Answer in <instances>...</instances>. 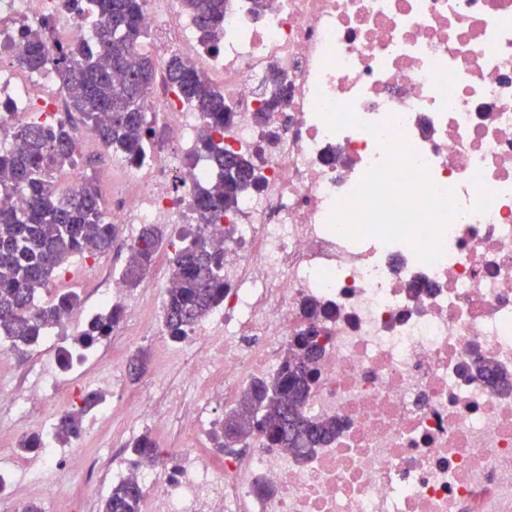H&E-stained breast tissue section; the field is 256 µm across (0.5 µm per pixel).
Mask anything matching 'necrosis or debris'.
<instances>
[{
    "instance_id": "obj_1",
    "label": "necrosis or debris",
    "mask_w": 512,
    "mask_h": 512,
    "mask_svg": "<svg viewBox=\"0 0 512 512\" xmlns=\"http://www.w3.org/2000/svg\"><path fill=\"white\" fill-rule=\"evenodd\" d=\"M52 0H0V116L54 114L66 98L53 74L21 69L24 29ZM144 21L162 46L219 89L234 109L224 143L251 158L258 190L208 231L224 252L223 304L192 331L201 343L187 371L208 379L224 355V402L276 373L296 336L315 329L321 354L305 414L333 419L336 437L293 455L254 436L214 464L168 451L161 467L116 469L141 486V512H512V0H230L224 45L206 48L176 0H147ZM284 99L263 112L266 77ZM404 135L431 180L453 189L460 211L444 255L421 262L409 242L349 240L329 229L336 202L382 159L369 132L331 131L319 100ZM166 141L127 167L109 219L138 235L145 224H194L197 112L158 63L146 103ZM323 310L309 314L310 304ZM488 365L508 388L477 371ZM57 412L30 423L43 448L26 472L0 463L10 486L41 481L62 464Z\"/></svg>"
}]
</instances>
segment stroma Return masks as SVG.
<instances>
[{
	"instance_id": "35a3bbf8",
	"label": "stroma",
	"mask_w": 512,
	"mask_h": 512,
	"mask_svg": "<svg viewBox=\"0 0 512 512\" xmlns=\"http://www.w3.org/2000/svg\"><path fill=\"white\" fill-rule=\"evenodd\" d=\"M77 170L92 175L104 196L113 184L125 178L124 169L115 165L99 145L79 154ZM95 263L82 256L70 258L39 293L38 299L43 303L51 301L65 287L80 294L82 306L64 325V333L75 334L110 292L107 280L92 274ZM170 345L163 324L149 327L140 320H124L118 333L93 346V361L86 376L66 379V386L80 397L90 392L106 395L116 375L121 377L123 387L109 416L98 419L85 415L79 437L67 440V447L74 450L68 468L46 474L47 480L58 482L62 496L42 503V512H101L113 485L112 480L103 478V471L115 463L130 464V445L141 434H150L161 448L199 449L200 444L186 428L185 420L193 413L201 388L184 380L181 361L168 358ZM56 353V347L43 342L16 351L6 339L0 338V422L17 431L16 436L0 438V459L25 462V455L18 450V438L28 432V415L9 406L8 400L31 384L35 369L55 366ZM147 395L153 396L162 418L161 423L152 426L142 423L133 410Z\"/></svg>"
}]
</instances>
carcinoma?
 <instances>
[{
	"label": "carcinoma",
	"instance_id": "obj_1",
	"mask_svg": "<svg viewBox=\"0 0 512 512\" xmlns=\"http://www.w3.org/2000/svg\"><path fill=\"white\" fill-rule=\"evenodd\" d=\"M147 0H86L96 16L94 38L48 47L54 16L23 33L25 50L18 64L33 73L52 69L70 107L83 117L84 128L105 149L131 163L140 161L154 132L144 106L153 86L156 67L139 48L149 36L143 24ZM182 11L196 21L205 45L217 49L224 41L226 0H178ZM169 80L177 92L199 112L205 136L198 153L209 161L218 180L195 188L193 206L200 226L183 236L171 260L175 287L167 292L163 324L170 338L181 341L192 326L224 301V253L214 250L206 225L236 209L241 195L258 184L250 159L224 148V130L233 113L225 111L224 94L202 74L185 66L177 54L166 62ZM5 135L21 145L0 148V190L21 191L25 207H0V336L14 349L39 344L47 329L79 304V296L63 291L50 302L36 297L54 274L74 255L94 256L109 251L117 225L108 222L107 208L93 180L82 178L66 190L55 187V173L75 165V128L49 117L43 121L7 127ZM158 228L144 225L139 241L130 248L124 270L126 284L143 283L155 262ZM122 308L89 318L77 332L85 349L112 334ZM320 352L315 334L296 337L281 370L269 380H256L245 388L226 421L240 419L239 441L259 433L270 446L305 453L336 437V422L305 417L301 405L315 380L312 368ZM99 403V395L86 394L81 407L64 412L56 422L61 439L80 434L82 417ZM143 464L160 462V450L147 434L131 444ZM139 484L122 482L112 487L103 512H141Z\"/></svg>",
	"mask_w": 512,
	"mask_h": 512
}]
</instances>
